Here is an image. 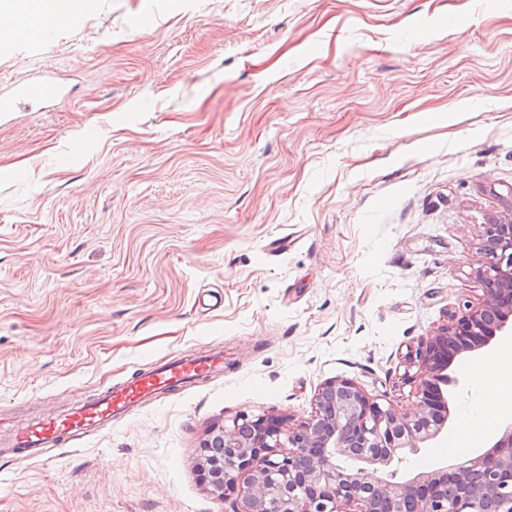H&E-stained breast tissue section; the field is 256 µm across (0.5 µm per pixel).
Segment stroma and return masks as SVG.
<instances>
[{
	"label": "stroma",
	"instance_id": "obj_1",
	"mask_svg": "<svg viewBox=\"0 0 512 512\" xmlns=\"http://www.w3.org/2000/svg\"><path fill=\"white\" fill-rule=\"evenodd\" d=\"M44 72L70 96L0 114V428L190 350L224 368L0 459V512H232L213 428L299 425L337 377L417 410L408 357L512 218V0H90L0 41V91Z\"/></svg>",
	"mask_w": 512,
	"mask_h": 512
}]
</instances>
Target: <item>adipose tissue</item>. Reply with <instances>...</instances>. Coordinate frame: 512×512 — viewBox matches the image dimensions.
Instances as JSON below:
<instances>
[{
    "label": "adipose tissue",
    "mask_w": 512,
    "mask_h": 512,
    "mask_svg": "<svg viewBox=\"0 0 512 512\" xmlns=\"http://www.w3.org/2000/svg\"><path fill=\"white\" fill-rule=\"evenodd\" d=\"M53 27L54 18L41 10L39 0H0V33L15 32L23 20ZM476 387L462 409L456 431L463 436L480 433L494 426L512 404V345L492 354L476 369Z\"/></svg>",
    "instance_id": "obj_1"
}]
</instances>
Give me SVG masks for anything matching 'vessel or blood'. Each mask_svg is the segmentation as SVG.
Masks as SVG:
<instances>
[{
  "instance_id": "obj_1",
  "label": "vessel or blood",
  "mask_w": 512,
  "mask_h": 512,
  "mask_svg": "<svg viewBox=\"0 0 512 512\" xmlns=\"http://www.w3.org/2000/svg\"><path fill=\"white\" fill-rule=\"evenodd\" d=\"M65 89L54 77L20 78L0 93V112L28 111L64 96ZM224 365L223 352H205L157 363L130 380L113 385L93 398L78 400L71 411L29 424L12 433L10 444L0 450L4 457L33 456L127 415L147 398L185 388Z\"/></svg>"
}]
</instances>
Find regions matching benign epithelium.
I'll return each mask as SVG.
<instances>
[{
  "label": "benign epithelium",
  "instance_id": "7a95c632",
  "mask_svg": "<svg viewBox=\"0 0 512 512\" xmlns=\"http://www.w3.org/2000/svg\"><path fill=\"white\" fill-rule=\"evenodd\" d=\"M477 274L482 302L427 338L415 354L422 405L399 413L348 378L325 382L297 427L242 416L200 445L204 475L224 490L244 477L233 512H512V423L462 464L402 478L394 457L439 437L449 417L448 368L498 336L512 337V219L485 225Z\"/></svg>",
  "mask_w": 512,
  "mask_h": 512
}]
</instances>
